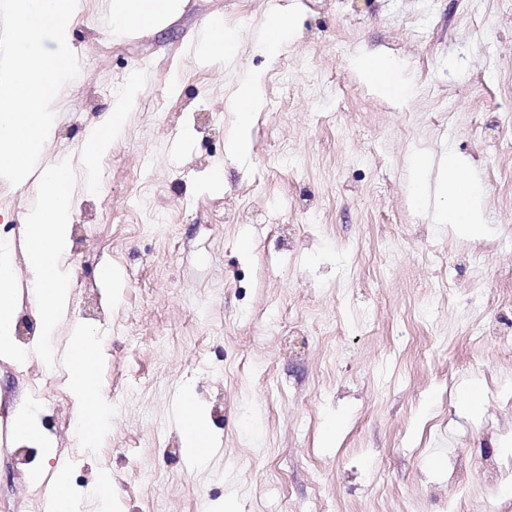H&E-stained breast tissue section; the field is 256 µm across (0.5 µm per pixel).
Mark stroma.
<instances>
[{"mask_svg":"<svg viewBox=\"0 0 512 512\" xmlns=\"http://www.w3.org/2000/svg\"><path fill=\"white\" fill-rule=\"evenodd\" d=\"M111 6L78 0L80 74L39 166H78L86 131L141 80L97 190L74 178L70 302L51 340L64 356L73 327L96 330L114 416L85 450L66 363L48 373L36 354L35 173L0 189L13 343L30 353L0 352V512H51L59 469L80 512H97L84 493L105 472L117 512H512V480L478 467L512 463V0H180L133 31L113 30ZM273 11L295 35L272 56ZM217 22L241 40L232 57L194 39ZM360 58L389 62L411 96H385ZM253 75L262 106L234 156L235 92ZM444 150L484 190L481 238L441 223L439 193L411 203L415 160L438 185ZM472 250L483 268L461 261ZM489 321L500 335L474 337ZM186 391L218 440L206 471L174 417ZM28 409L53 449L15 437Z\"/></svg>","mask_w":512,"mask_h":512,"instance_id":"35a3bbf8","label":"stroma"}]
</instances>
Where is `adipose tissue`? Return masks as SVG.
<instances>
[{
	"instance_id": "adipose-tissue-1",
	"label": "adipose tissue",
	"mask_w": 512,
	"mask_h": 512,
	"mask_svg": "<svg viewBox=\"0 0 512 512\" xmlns=\"http://www.w3.org/2000/svg\"><path fill=\"white\" fill-rule=\"evenodd\" d=\"M176 7V0H113L112 21L115 28L132 29L143 19L164 18ZM137 81H130L123 94L112 101V109L104 123L94 129L82 147L81 163L88 190H95L99 162L111 148L124 128L127 109L138 91ZM261 105L260 80L249 78L242 82L237 97V127L228 141L230 152L239 153L246 147L251 116ZM442 191L446 201L443 219L460 236L484 234L487 230L482 207L484 195L480 186L469 178L465 166L449 159ZM72 175L67 164L61 163L45 172L39 182L42 204L27 218L28 253L26 262L31 273L30 285L39 313L43 336H52L60 316L66 311L70 290L69 275L64 261L71 245V225L74 198L70 191ZM16 282L12 262H0V349L18 359L27 358L26 350L13 347L12 334L15 317L11 307ZM100 339L92 328L77 327L72 336L77 368L70 376V394L78 410L96 406L93 421L79 422L77 431L85 448L97 447L100 438L109 430L112 409L102 397L96 383L95 359ZM183 447L199 468H206L210 460L209 442L212 438L203 411L190 400H183L179 410Z\"/></svg>"
}]
</instances>
